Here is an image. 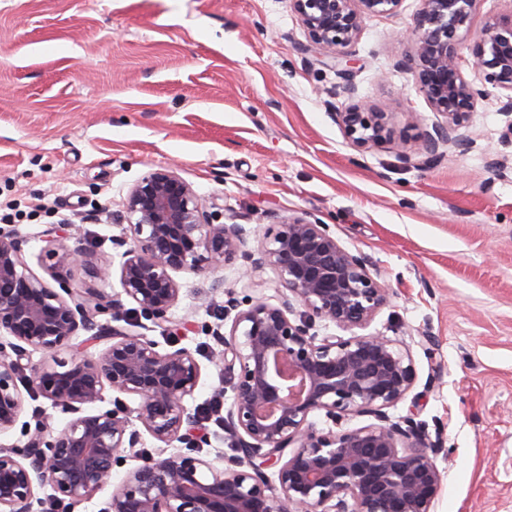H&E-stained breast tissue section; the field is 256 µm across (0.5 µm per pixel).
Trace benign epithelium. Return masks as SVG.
<instances>
[{
    "mask_svg": "<svg viewBox=\"0 0 512 512\" xmlns=\"http://www.w3.org/2000/svg\"><path fill=\"white\" fill-rule=\"evenodd\" d=\"M482 0H421L406 31L400 66L442 120L410 133L393 114L342 103L332 117L358 151L393 144L407 167L439 163L450 147L465 149L487 87L500 92V111L512 134V9L489 18L471 35ZM403 0H288L307 38V50L330 59L348 77L364 21L396 16ZM421 142V158L402 147ZM126 225L112 244L119 283L134 313L164 329L178 303L181 272L200 274L241 260L250 282L271 270L277 303L261 289L239 300L226 333L216 330L209 362L224 370L233 397L222 419L232 455L224 465L191 453L209 442L199 410L186 404L202 377L187 347L98 322L119 321L124 303L101 292L70 287L59 271L54 288L32 273L24 240L0 227V434L12 430L24 394L40 396L72 415L56 429L49 418L24 424L26 442L0 445V512H36L38 489L48 485L62 505L89 500L112 486L105 512H436L445 471L441 435L411 416L391 420L386 409L406 399L418 375L408 348L380 334H356L390 303L381 273L346 249L325 224L302 214L270 224L256 246L242 224H223L177 169L160 167L139 178L123 202ZM44 252L92 264L63 236L46 234ZM351 336H318V324ZM91 336L80 339V333ZM104 341L91 354L80 348ZM48 359L31 363L33 352ZM30 374H25V371ZM113 407L103 409L106 390ZM139 399L135 428L124 397ZM324 413L332 426L309 421ZM376 423L345 428L350 416ZM159 450L143 447V435ZM179 443L188 451L166 453ZM139 464L112 484L127 458ZM275 468L276 479L265 469Z\"/></svg>",
    "mask_w": 512,
    "mask_h": 512,
    "instance_id": "1",
    "label": "benign epithelium"
}]
</instances>
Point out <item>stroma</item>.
<instances>
[{"label":"stroma","mask_w":512,"mask_h":512,"mask_svg":"<svg viewBox=\"0 0 512 512\" xmlns=\"http://www.w3.org/2000/svg\"><path fill=\"white\" fill-rule=\"evenodd\" d=\"M419 7L365 21L352 82L357 100L427 128L437 116L398 65ZM305 43L287 0H0V204L46 280L47 230L111 264L122 199L159 167L253 239L292 213L328 225L393 293L369 330L409 347L418 373L390 418L445 439L437 512H512V135L499 101L478 102L469 149L407 167L395 146H349L332 117L344 81ZM241 271L178 274L171 326L150 334L204 363L190 407L232 401L207 360L228 297L251 292Z\"/></svg>","instance_id":"stroma-1"}]
</instances>
